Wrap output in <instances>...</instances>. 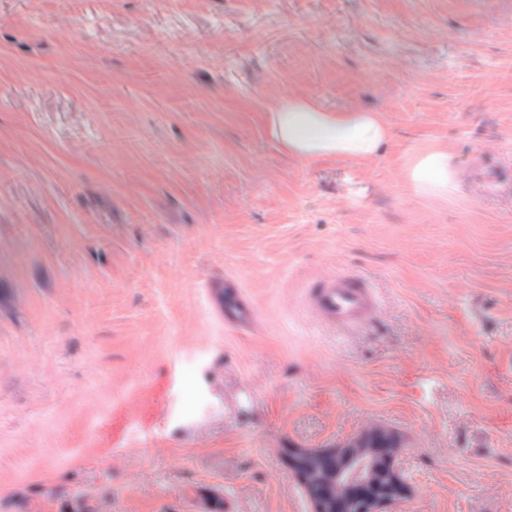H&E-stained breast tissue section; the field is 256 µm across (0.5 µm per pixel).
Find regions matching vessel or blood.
I'll use <instances>...</instances> for the list:
<instances>
[{
  "instance_id": "obj_1",
  "label": "vessel or blood",
  "mask_w": 512,
  "mask_h": 512,
  "mask_svg": "<svg viewBox=\"0 0 512 512\" xmlns=\"http://www.w3.org/2000/svg\"><path fill=\"white\" fill-rule=\"evenodd\" d=\"M302 303L321 325L353 331L367 324L379 311L381 301L374 285L361 275L334 271L308 279ZM225 322L244 325L255 318L253 306L234 291L220 303Z\"/></svg>"
}]
</instances>
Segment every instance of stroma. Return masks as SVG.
I'll list each match as a JSON object with an SVG mask.
<instances>
[{"label":"stroma","mask_w":512,"mask_h":512,"mask_svg":"<svg viewBox=\"0 0 512 512\" xmlns=\"http://www.w3.org/2000/svg\"><path fill=\"white\" fill-rule=\"evenodd\" d=\"M369 109L302 159L282 97ZM442 196L408 186L427 145ZM512 0H0V512H312L290 464L370 427L393 512H512ZM381 310L317 323L307 279ZM255 305L228 326L225 283ZM269 131L289 154L307 160L369 158L390 137L379 112L328 110L311 97L297 95L283 97L270 110ZM451 154L446 148L433 147L414 152L406 168V180L412 191L441 195L452 181ZM302 303L321 325L348 331L367 324L381 305L377 288L369 280L345 271L309 278Z\"/></svg>","instance_id":"35a3bbf8"}]
</instances>
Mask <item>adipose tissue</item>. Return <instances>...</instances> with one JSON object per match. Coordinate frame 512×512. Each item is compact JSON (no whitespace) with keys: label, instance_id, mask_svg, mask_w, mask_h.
Listing matches in <instances>:
<instances>
[{"label":"adipose tissue","instance_id":"adipose-tissue-1","mask_svg":"<svg viewBox=\"0 0 512 512\" xmlns=\"http://www.w3.org/2000/svg\"><path fill=\"white\" fill-rule=\"evenodd\" d=\"M269 131L289 154L362 159L377 154L390 130L380 113L366 109L328 110L306 96L283 97L269 113ZM412 191L440 195L452 181L451 154L433 147L414 152L406 168Z\"/></svg>","mask_w":512,"mask_h":512}]
</instances>
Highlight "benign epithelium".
I'll return each mask as SVG.
<instances>
[{"label":"benign epithelium","instance_id":"1","mask_svg":"<svg viewBox=\"0 0 512 512\" xmlns=\"http://www.w3.org/2000/svg\"><path fill=\"white\" fill-rule=\"evenodd\" d=\"M397 448L387 431L376 432L372 454L392 478V483L383 488L367 472L363 453L354 442L342 448L298 452L292 457V464L314 512H388L409 489Z\"/></svg>","mask_w":512,"mask_h":512}]
</instances>
